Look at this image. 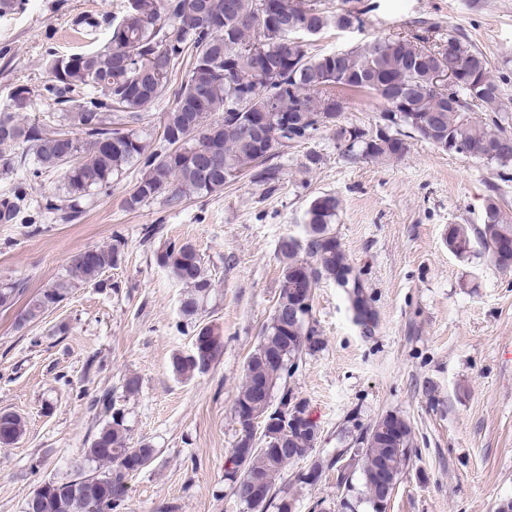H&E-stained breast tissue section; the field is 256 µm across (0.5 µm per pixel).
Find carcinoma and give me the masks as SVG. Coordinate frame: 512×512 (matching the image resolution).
Listing matches in <instances>:
<instances>
[{
	"instance_id": "cac0c4a2",
	"label": "carcinoma",
	"mask_w": 512,
	"mask_h": 512,
	"mask_svg": "<svg viewBox=\"0 0 512 512\" xmlns=\"http://www.w3.org/2000/svg\"><path fill=\"white\" fill-rule=\"evenodd\" d=\"M188 11L202 18L189 23ZM72 24L89 40L107 30L109 40L70 54L47 51L50 83L45 91L53 101V121L63 131L47 134L41 124L23 121L31 110L26 85L15 86L0 111V174L25 166L29 155L34 178L65 169L59 204L46 209L63 212L67 221L81 216L86 198L108 193L115 177L131 165L139 168L140 178L126 199L129 208L162 195L178 203L218 192L242 175L270 184L280 173L273 163L280 148L304 144L323 132L337 144L350 137L340 156L351 163L402 159L417 140L492 165L503 178L512 171V118L498 111L480 120L473 116L475 107L496 102L499 87L486 55L464 36H448L447 49L436 43L428 47V36L410 33L375 36L348 50L314 54L308 38L327 29L364 26L362 17L334 10L325 0H128L118 20L79 14ZM438 66L454 75L476 72L479 78L436 87L431 71ZM344 90L377 96L382 109L376 126L336 129L334 117L342 113L336 100ZM165 97L172 106L160 146L150 150L130 125ZM16 146L22 152H13ZM26 197L24 182L0 197V224L13 223ZM340 205L334 193L314 196L302 217L303 236L287 234L278 243L284 262L280 293L270 324L246 360L234 402L237 440L228 480L240 494L255 481L268 491L258 502H242L246 512H290L294 499L278 495L275 481L288 464L307 459L318 440L315 425L302 422L290 431L286 447H277L288 428L286 409L297 402L287 378L299 369L303 355L322 344L310 321H291L282 307L296 289L313 299L321 282L334 280L338 266L359 280L333 229ZM509 236L512 222L490 195L483 222L448 226L446 243L460 258L478 246L496 266L495 244ZM121 257L119 243L75 255L64 276L27 299L18 326L40 320L73 288L100 282ZM156 261L190 288L181 313L195 320L212 288L203 258L192 243L174 240L156 253ZM23 294L18 282L1 281L0 309L12 308ZM223 350L220 329L197 324L191 352L173 356L172 368L183 377L203 373ZM277 390L281 396L275 406ZM94 405L103 420L82 449L81 468L89 473L44 483L26 503L30 512H124L128 479L148 467L156 451L148 443L129 445L125 416L110 392L96 397ZM393 417H381L357 439L354 456L361 461L365 502L372 512H379L380 473H386L393 492L411 458L409 422L399 440L387 444L381 439ZM24 432L20 415L0 412L1 446L16 443Z\"/></svg>"
}]
</instances>
